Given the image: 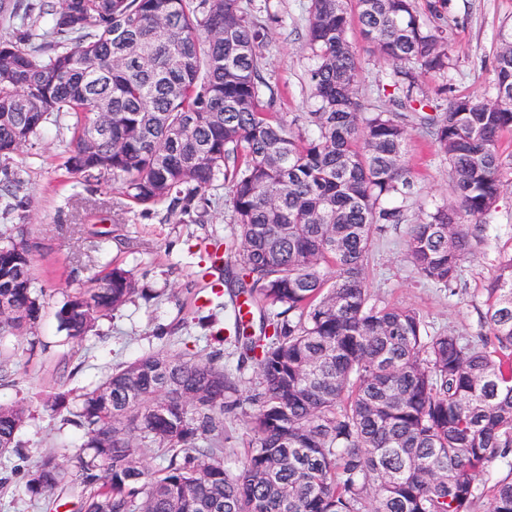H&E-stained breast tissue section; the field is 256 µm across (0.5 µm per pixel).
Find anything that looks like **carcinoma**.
<instances>
[{
    "instance_id": "1",
    "label": "carcinoma",
    "mask_w": 512,
    "mask_h": 512,
    "mask_svg": "<svg viewBox=\"0 0 512 512\" xmlns=\"http://www.w3.org/2000/svg\"><path fill=\"white\" fill-rule=\"evenodd\" d=\"M358 23L395 64L390 108L368 112L347 38L348 0H310L308 75L316 108L304 129L264 101L265 27L241 0H0L13 32L0 36V157L30 144L52 116L71 121L66 169L112 183L140 206L190 214L218 178L230 191L237 292L268 308L263 335L243 304L228 314L239 368L149 352L72 397L47 401L84 438L68 471L54 451L25 473L50 509L81 488L76 512H471L480 477L512 468V250L487 285L489 333L472 343L431 335L413 309L379 306L367 288L374 238L404 221L412 180L406 113L421 112L414 71L445 74L456 25L451 0H358ZM51 16L38 32L34 11ZM490 99L448 98L424 115L448 161L453 203L407 231L415 272L454 292L461 261L489 240L512 153V25L499 33ZM4 211L22 208L23 182L0 169ZM27 231L0 244V338L41 318ZM95 286L66 295L61 330L83 339L139 293L107 266ZM254 407L241 468L224 465V415ZM23 404L0 405V458L19 454ZM155 451L164 464L145 461ZM488 512H512V479Z\"/></svg>"
}]
</instances>
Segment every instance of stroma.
<instances>
[{"mask_svg":"<svg viewBox=\"0 0 512 512\" xmlns=\"http://www.w3.org/2000/svg\"><path fill=\"white\" fill-rule=\"evenodd\" d=\"M252 18L266 27L261 74L272 94L270 110L285 122L313 110L307 74L313 61L305 50L309 0H242ZM457 34L450 48L447 74H422L426 95L439 86L454 94L488 97L503 25L512 22V0H453ZM348 38L358 58V95L371 109L388 107L393 91V66L364 39L358 24ZM411 144L406 164L414 187L405 203V221L375 239L369 255V293L373 302L420 313L429 332L452 331L474 338L487 334V284L496 276V252L512 247V186L507 187L495 214V236L489 247L467 256L455 295L434 287L413 270L407 251V229L422 210L449 202L447 163L432 142L431 130L419 114L409 113ZM72 131L66 118L51 119L31 145L11 160L29 197L23 212L0 209V232L12 225L28 228L33 246L32 288L42 304V317L31 335L0 340V403L23 401L32 417L19 439L28 462L54 450L72 467L83 442L75 427L51 416L48 396L78 393L105 379L117 367L167 348L202 358H216L228 372L251 381L253 370L237 368L234 346L222 310L198 308L196 299L210 285L223 281L224 271L212 267L213 242L231 240L228 189L215 181L205 196L209 207H196L185 221L170 216L166 205L143 208L131 204L106 183L85 182L68 174ZM129 270L140 288L133 301L100 319L79 342L60 331L55 313L63 292L91 287L92 277L108 264ZM251 405L226 415L229 434L225 464L238 469L250 433Z\"/></svg>","mask_w":512,"mask_h":512,"instance_id":"stroma-1","label":"stroma"}]
</instances>
